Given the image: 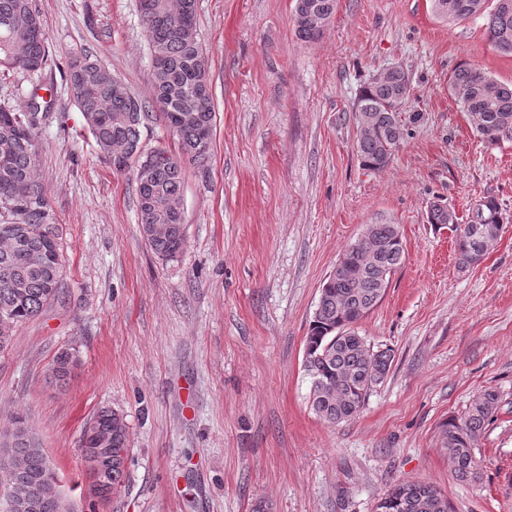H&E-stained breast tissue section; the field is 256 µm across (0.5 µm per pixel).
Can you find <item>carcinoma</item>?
Here are the masks:
<instances>
[{
	"label": "carcinoma",
	"instance_id": "carcinoma-1",
	"mask_svg": "<svg viewBox=\"0 0 512 512\" xmlns=\"http://www.w3.org/2000/svg\"><path fill=\"white\" fill-rule=\"evenodd\" d=\"M317 6L322 28L336 13L337 0H295V34L314 42L323 32L308 27L305 2ZM432 12L450 23L485 20L488 40L512 56V0H430ZM152 64V92L144 101L124 86L93 51L71 53L67 81L105 161L113 170L135 172L140 232L159 256L177 257L185 245L182 184L186 166H205L216 127L208 59L196 38L197 0H138ZM51 57V45L34 0H0V73L38 72ZM449 91L467 112L477 136L488 143L512 138V83H498L484 72L461 65L449 79ZM410 79L403 70H386L362 91L357 103L360 130L357 153L364 167L388 165L403 140L396 98L410 96ZM162 115L178 144L173 154L158 147L142 148V130L149 111ZM49 113L33 97L19 108L0 105V350L15 329L37 317L59 297L63 277L59 225L36 173V135ZM430 224H448L455 234L458 267L467 270L482 261L512 218L493 197H486L467 223L434 201ZM492 230L487 245L476 240V229ZM363 236L371 245L351 244L343 252L346 275L329 281L306 336L303 365L311 378L309 401L321 420L339 425L356 419L369 392L387 376L393 355L374 349L356 331V324L382 300L392 274L405 253L396 224H369ZM500 395H477L467 412L441 425L443 447L461 482L482 478L477 456L487 425L496 416ZM12 454H0V480L12 490L28 492L36 507L27 512H70L58 489V477L33 436L24 411L7 415ZM129 440L121 414L105 409L91 417L81 446L90 491L107 499L126 479ZM376 512H451L448 498L424 482L402 483L388 489Z\"/></svg>",
	"mask_w": 512,
	"mask_h": 512
}]
</instances>
